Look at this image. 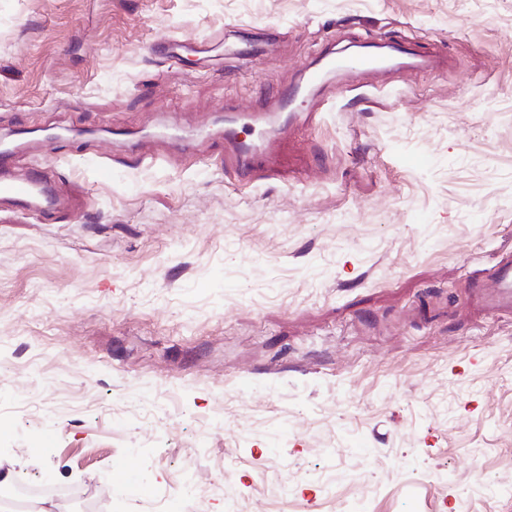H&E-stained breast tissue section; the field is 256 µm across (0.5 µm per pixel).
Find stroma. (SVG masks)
I'll list each match as a JSON object with an SVG mask.
<instances>
[{"label":"stroma","mask_w":512,"mask_h":512,"mask_svg":"<svg viewBox=\"0 0 512 512\" xmlns=\"http://www.w3.org/2000/svg\"><path fill=\"white\" fill-rule=\"evenodd\" d=\"M372 39L449 64L332 78L278 177L224 168L203 120ZM0 138L85 200L0 210L21 477L96 512H512V318L466 301L512 249V0H0Z\"/></svg>","instance_id":"obj_1"}]
</instances>
